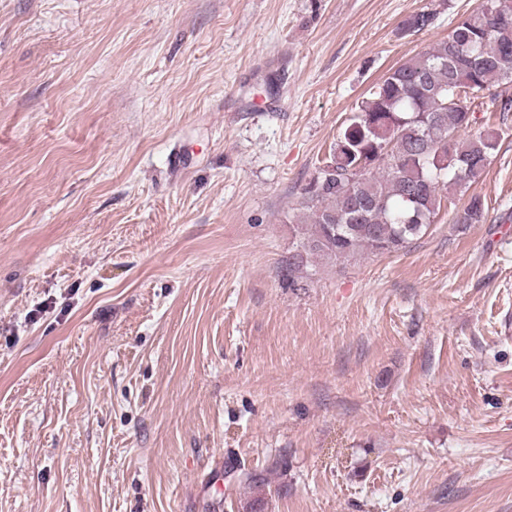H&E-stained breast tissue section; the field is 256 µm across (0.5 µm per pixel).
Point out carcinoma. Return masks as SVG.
I'll return each mask as SVG.
<instances>
[{"instance_id": "carcinoma-1", "label": "carcinoma", "mask_w": 512, "mask_h": 512, "mask_svg": "<svg viewBox=\"0 0 512 512\" xmlns=\"http://www.w3.org/2000/svg\"><path fill=\"white\" fill-rule=\"evenodd\" d=\"M421 10L401 24L404 33L434 27ZM512 82V0H480L448 37L399 64L357 104L337 140L350 148L346 163L330 152L301 189L302 253L346 259L360 251L389 254L426 234L444 207L445 191H466L485 172L499 133L487 128L468 139L471 100L493 83ZM485 203L470 197L456 224H480Z\"/></svg>"}]
</instances>
